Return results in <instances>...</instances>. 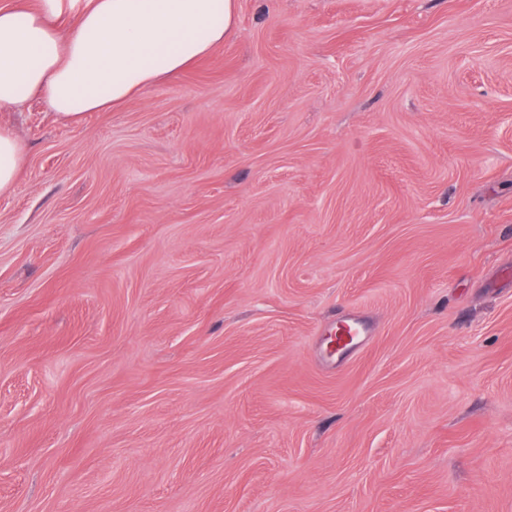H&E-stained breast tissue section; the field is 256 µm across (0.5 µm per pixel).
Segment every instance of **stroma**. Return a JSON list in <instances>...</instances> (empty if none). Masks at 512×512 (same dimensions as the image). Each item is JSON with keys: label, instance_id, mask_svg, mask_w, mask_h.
Instances as JSON below:
<instances>
[{"label": "stroma", "instance_id": "stroma-1", "mask_svg": "<svg viewBox=\"0 0 512 512\" xmlns=\"http://www.w3.org/2000/svg\"><path fill=\"white\" fill-rule=\"evenodd\" d=\"M0 125V512H512V0H238ZM25 153L21 141L7 127L0 128V194L10 191L24 166Z\"/></svg>", "mask_w": 512, "mask_h": 512}]
</instances>
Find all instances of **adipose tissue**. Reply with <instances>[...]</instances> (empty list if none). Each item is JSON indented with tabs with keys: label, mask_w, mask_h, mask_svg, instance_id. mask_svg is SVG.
<instances>
[{
	"label": "adipose tissue",
	"mask_w": 512,
	"mask_h": 512,
	"mask_svg": "<svg viewBox=\"0 0 512 512\" xmlns=\"http://www.w3.org/2000/svg\"><path fill=\"white\" fill-rule=\"evenodd\" d=\"M238 0H91L63 24V0H0V112L45 102L62 120L124 108L232 34ZM0 128V194L24 166Z\"/></svg>",
	"instance_id": "obj_1"
}]
</instances>
